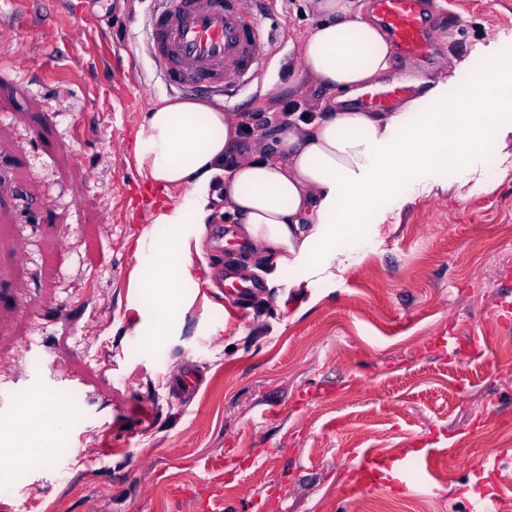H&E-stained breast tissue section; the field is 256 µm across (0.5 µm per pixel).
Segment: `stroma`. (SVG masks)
Wrapping results in <instances>:
<instances>
[{"label": "stroma", "mask_w": 512, "mask_h": 512, "mask_svg": "<svg viewBox=\"0 0 512 512\" xmlns=\"http://www.w3.org/2000/svg\"><path fill=\"white\" fill-rule=\"evenodd\" d=\"M436 20L424 59L393 58L379 86L482 67L512 44V0H425ZM150 0H0V512H224L283 500L288 512H358L338 488L354 458L432 459L429 486L386 474L369 497L391 512H476L482 492L512 500V157L487 162L497 188L440 189L363 215L372 250L310 288L244 273L237 216L216 215L177 284L165 329L153 266L134 252L157 199L128 159L153 105L177 97L146 50ZM310 0H267L254 19L271 53L249 114L250 151L273 147L283 109L315 113L327 90L294 81ZM255 285L237 300L228 275ZM195 391L175 393L183 365ZM59 427L10 447L35 398ZM454 480L442 479L447 458Z\"/></svg>", "instance_id": "stroma-1"}]
</instances>
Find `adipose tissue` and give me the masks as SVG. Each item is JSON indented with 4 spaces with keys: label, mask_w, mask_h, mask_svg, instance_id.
<instances>
[{
    "label": "adipose tissue",
    "mask_w": 512,
    "mask_h": 512,
    "mask_svg": "<svg viewBox=\"0 0 512 512\" xmlns=\"http://www.w3.org/2000/svg\"><path fill=\"white\" fill-rule=\"evenodd\" d=\"M312 2L319 22L302 43L299 78L351 94L389 70L392 45L363 18L360 0ZM510 52L499 42L484 47L486 67L456 65L392 112L328 103L312 121L282 127L273 155L229 167L224 158L239 144L238 120L198 99L153 106L135 132L132 163L153 188L186 189L181 202L159 208L157 223L172 227L167 242H137L156 267L151 285L167 299L162 314L170 312L192 253L202 250L216 205L240 217L246 262L268 269V285L288 268L297 273L292 287L307 288L311 277L364 254L371 230L358 217L400 180L413 191L444 185L461 199L491 191L487 147L512 150V80L494 64ZM445 168L443 183L438 173ZM181 224L196 225L195 236H182Z\"/></svg>",
    "instance_id": "1"
}]
</instances>
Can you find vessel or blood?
<instances>
[{
  "mask_svg": "<svg viewBox=\"0 0 512 512\" xmlns=\"http://www.w3.org/2000/svg\"><path fill=\"white\" fill-rule=\"evenodd\" d=\"M375 12L390 32L397 53L405 59L423 56L431 45L425 0H374ZM147 48L166 81L185 94L223 88L225 98L258 83L260 63L268 53L259 30L245 15L244 0H156L147 19ZM393 85L362 98L361 105L388 110L411 94ZM384 462L362 455L352 469L355 481L344 483L339 495L353 499L378 487ZM401 486L428 482V463H399Z\"/></svg>",
  "mask_w": 512,
  "mask_h": 512,
  "instance_id": "1",
  "label": "vessel or blood"
}]
</instances>
